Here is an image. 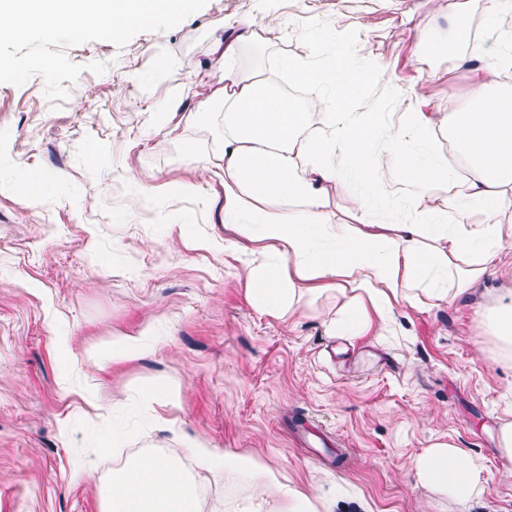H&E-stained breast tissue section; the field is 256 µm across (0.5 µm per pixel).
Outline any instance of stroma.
Segmentation results:
<instances>
[{
  "label": "stroma",
  "mask_w": 512,
  "mask_h": 512,
  "mask_svg": "<svg viewBox=\"0 0 512 512\" xmlns=\"http://www.w3.org/2000/svg\"><path fill=\"white\" fill-rule=\"evenodd\" d=\"M456 27H437L448 0H208L172 30L143 32L124 48L106 41L65 47L82 72L54 106L35 76L0 84V512H101L114 473L195 439L252 456L282 483L316 496L320 512H450L418 484L413 459L437 440L464 448L480 466V503L464 512H512V463L497 431L512 421V351L483 333L477 311L512 293V253L467 296L417 310L394 304L386 325L352 340L327 334L333 312L279 320L249 299L239 257L245 239L220 222L224 187L189 154L205 151L211 125L172 138L153 120L174 88L191 84L195 111L220 80L215 35L251 20L262 57L276 66L312 53V27L337 22L367 36L371 54L397 61L431 110L449 111L471 80L456 54L482 53L485 0H459ZM452 52L429 53L400 38L401 11ZM92 62L104 74L87 71ZM57 179L36 199L22 174ZM195 180L202 198L174 192ZM150 190L137 198L140 187ZM236 248L206 250L203 235ZM152 328L154 352L112 365L89 353L113 334ZM180 386L178 404L149 389ZM305 413L335 432L347 460L328 467L295 447L283 428ZM201 512H278L280 496L250 484L199 475Z\"/></svg>",
  "instance_id": "obj_1"
}]
</instances>
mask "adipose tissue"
<instances>
[{"instance_id":"adipose-tissue-1","label":"adipose tissue","mask_w":512,"mask_h":512,"mask_svg":"<svg viewBox=\"0 0 512 512\" xmlns=\"http://www.w3.org/2000/svg\"><path fill=\"white\" fill-rule=\"evenodd\" d=\"M482 18L484 60L452 112L407 106L420 98L402 87L393 63L372 60L365 38L336 28L327 60L294 59L288 78L311 84L318 96L289 103L276 95L266 67L239 61L243 43L257 42L250 23L217 38L224 77L198 113L218 127L202 164L224 187V223L253 242L243 261L252 305L279 319L314 311L329 298L336 312L328 333L365 335L373 315L404 300L416 309L437 307L470 293L498 255L512 251V94H494L512 71V0H487ZM371 60L375 77L405 105L396 120L356 104L358 62ZM468 162L457 184L448 161L434 148L440 127ZM350 189L351 222L339 221L327 189ZM450 186L444 207L428 203L435 185ZM482 221H474L475 213ZM151 330L117 334L96 358L119 364L146 356ZM197 466L247 480L256 496L282 489L281 512H317L306 495L283 487L258 459L190 442ZM412 468L421 483L466 506L484 487L478 466L454 443L437 441ZM103 512H200L196 488L172 457L135 460L115 473Z\"/></svg>"}]
</instances>
